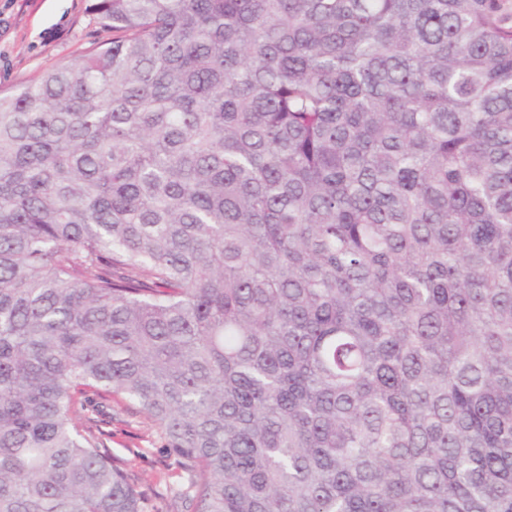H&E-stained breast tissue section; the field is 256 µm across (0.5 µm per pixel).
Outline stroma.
Masks as SVG:
<instances>
[{"label": "stroma", "mask_w": 512, "mask_h": 512, "mask_svg": "<svg viewBox=\"0 0 512 512\" xmlns=\"http://www.w3.org/2000/svg\"><path fill=\"white\" fill-rule=\"evenodd\" d=\"M90 0H0V88L17 86L79 58L90 43H107L110 29L90 15ZM113 456L134 474L146 512H188L181 492L187 474L141 416L113 407L104 427Z\"/></svg>", "instance_id": "stroma-1"}]
</instances>
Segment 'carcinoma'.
Listing matches in <instances>:
<instances>
[{
  "label": "carcinoma",
  "instance_id": "cac0c4a2",
  "mask_svg": "<svg viewBox=\"0 0 512 512\" xmlns=\"http://www.w3.org/2000/svg\"><path fill=\"white\" fill-rule=\"evenodd\" d=\"M0 90V512H512V0H92ZM144 421L112 403V421L101 425L106 445L137 478L146 498L145 512H188L181 496L187 474Z\"/></svg>",
  "mask_w": 512,
  "mask_h": 512
}]
</instances>
